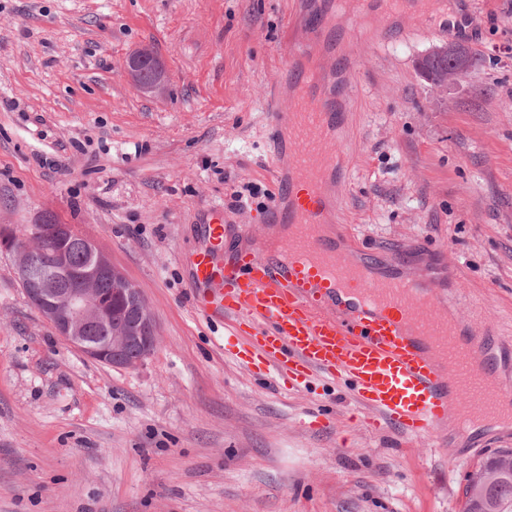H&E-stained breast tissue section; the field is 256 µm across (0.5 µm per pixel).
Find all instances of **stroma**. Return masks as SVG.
I'll return each instance as SVG.
<instances>
[{
	"label": "stroma",
	"mask_w": 512,
	"mask_h": 512,
	"mask_svg": "<svg viewBox=\"0 0 512 512\" xmlns=\"http://www.w3.org/2000/svg\"><path fill=\"white\" fill-rule=\"evenodd\" d=\"M292 0H0V225L55 217L141 289L158 343L115 368L56 335L0 253V512H460L506 427L435 449L373 428L348 392L260 383L192 308L181 263L202 211L260 233L275 163L264 89L281 77ZM477 43L433 25L354 52L340 206L358 237L432 247L462 321L512 337V0H450ZM459 46L447 86L422 60ZM148 48L163 91L125 70ZM243 197L230 208L232 195ZM325 414L312 426L313 413Z\"/></svg>",
	"instance_id": "stroma-1"
}]
</instances>
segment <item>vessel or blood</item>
I'll list each match as a JSON object with an SVG mask.
<instances>
[{
	"mask_svg": "<svg viewBox=\"0 0 512 512\" xmlns=\"http://www.w3.org/2000/svg\"><path fill=\"white\" fill-rule=\"evenodd\" d=\"M434 0H347L360 20L372 12L379 30L399 19L429 23ZM312 52L310 40L288 38L285 72ZM322 82L299 80L290 93L264 94L266 138L289 147L273 172L264 225L288 234L255 237L238 225H201L203 248L190 258L195 310L223 324L224 347L255 375H276L299 389L325 379L351 391L357 404L403 437L442 440L448 428L467 434L478 421L512 419V380L500 377L498 332L462 336L448 318L455 304L432 284L379 273L391 248L360 242L338 221L337 198L348 167L336 164L335 139L360 70L320 63Z\"/></svg>",
	"mask_w": 512,
	"mask_h": 512,
	"instance_id": "vessel-or-blood-1",
	"label": "vessel or blood"
}]
</instances>
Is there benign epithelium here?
<instances>
[{"label": "benign epithelium", "mask_w": 512, "mask_h": 512, "mask_svg": "<svg viewBox=\"0 0 512 512\" xmlns=\"http://www.w3.org/2000/svg\"><path fill=\"white\" fill-rule=\"evenodd\" d=\"M126 70L147 92L160 91L165 81L162 65L147 50L129 55ZM72 243L88 258L81 268L70 264ZM0 251L13 257L14 276L28 301L63 341L88 358L128 368L139 365L154 351L157 323L141 290L73 225L47 226L40 220L26 235L6 230L0 234ZM102 279L112 283L110 300L98 288ZM61 283L66 287H59ZM117 303L120 313L115 309ZM90 324L103 329L104 340L86 335Z\"/></svg>", "instance_id": "obj_1"}]
</instances>
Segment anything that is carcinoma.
I'll return each instance as SVG.
<instances>
[{
	"instance_id": "obj_1",
	"label": "carcinoma",
	"mask_w": 512,
	"mask_h": 512,
	"mask_svg": "<svg viewBox=\"0 0 512 512\" xmlns=\"http://www.w3.org/2000/svg\"><path fill=\"white\" fill-rule=\"evenodd\" d=\"M463 70L459 59L447 52L426 58L423 74L434 84ZM463 512H512V449H500L487 456L469 475L464 489Z\"/></svg>"
}]
</instances>
